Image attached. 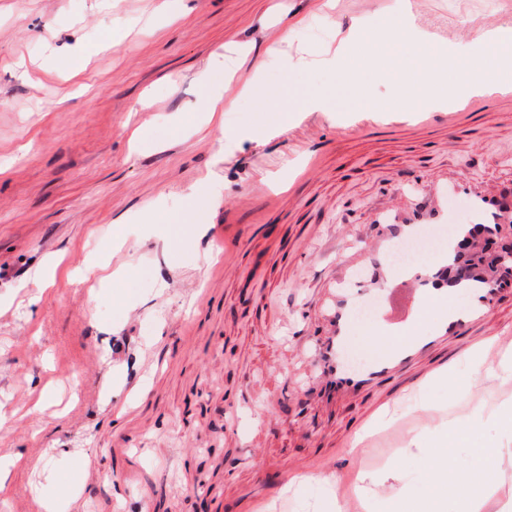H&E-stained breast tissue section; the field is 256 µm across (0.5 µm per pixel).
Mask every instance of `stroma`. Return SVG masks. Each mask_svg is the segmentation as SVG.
<instances>
[{"label": "stroma", "instance_id": "stroma-1", "mask_svg": "<svg viewBox=\"0 0 512 512\" xmlns=\"http://www.w3.org/2000/svg\"><path fill=\"white\" fill-rule=\"evenodd\" d=\"M160 2L0 0V456L32 461L14 470L0 512H42L50 495L63 512H388L404 492L461 512L406 446L419 433L442 445L452 418L471 430L453 467L503 442L512 292L439 338L430 305L417 327L430 344L348 399L314 397L315 354L341 264L372 271L382 204L453 186V208L512 186V99L364 111V98L401 94L372 73L411 50H356L358 87L322 61L355 20L382 32L391 0H335L328 12L323 0H195L172 23ZM417 19L471 41L477 22L512 26V0H421ZM116 29L128 36L114 46ZM271 47L305 67L279 70ZM76 53L86 60L75 74ZM219 64L262 70L274 90L262 104L238 100L220 130L202 112V77ZM315 91L333 115L283 119ZM277 123L262 145L238 135ZM139 129L150 137L135 139ZM197 185L208 199L192 216L183 196ZM52 260L54 283L33 297ZM452 388L468 404L449 407ZM385 461L397 480L363 486Z\"/></svg>", "mask_w": 512, "mask_h": 512}]
</instances>
